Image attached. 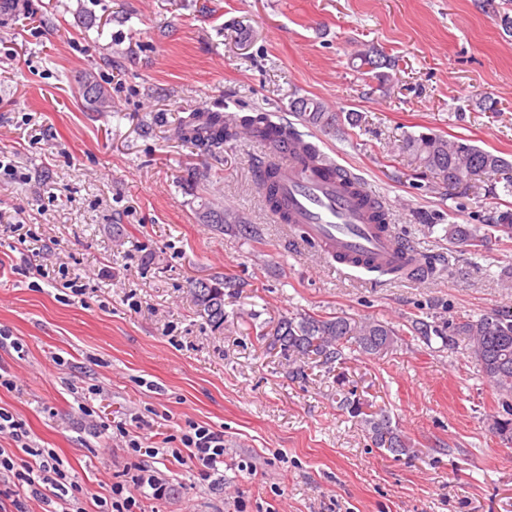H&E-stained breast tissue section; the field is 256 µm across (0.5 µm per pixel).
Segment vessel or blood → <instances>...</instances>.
I'll return each instance as SVG.
<instances>
[{"instance_id":"vessel-or-blood-1","label":"vessel or blood","mask_w":512,"mask_h":512,"mask_svg":"<svg viewBox=\"0 0 512 512\" xmlns=\"http://www.w3.org/2000/svg\"><path fill=\"white\" fill-rule=\"evenodd\" d=\"M269 166L279 201L272 215L297 243L318 249L340 270L406 277L428 271L427 259L393 231L385 201L360 175L340 174L325 154L306 152L296 138L280 144Z\"/></svg>"}]
</instances>
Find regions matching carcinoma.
<instances>
[{
    "label": "carcinoma",
    "instance_id": "1",
    "mask_svg": "<svg viewBox=\"0 0 512 512\" xmlns=\"http://www.w3.org/2000/svg\"><path fill=\"white\" fill-rule=\"evenodd\" d=\"M85 101L96 112H109L112 97L109 91L92 77L81 82ZM295 112L308 126L324 132L339 125L341 115L329 112L320 102L300 98L294 103ZM210 134L195 143L205 152H217L224 143L236 138L238 126L224 119L220 112L208 113ZM244 129L261 130L271 147L278 146L284 138L297 132L272 124L266 117L257 116L243 120ZM421 167L437 175L450 186L466 185L480 174L499 176L505 181L506 190L512 192V162L492 152L483 150L466 139L450 141L436 133H421L407 137L402 144ZM491 231L481 235L477 228L466 224L448 225V242L461 248L486 247L492 243V232H500L512 239V213L499 215ZM234 287L230 280L213 278L198 282L193 288L199 311L215 326L224 324V290ZM414 336L431 342L432 338L448 347L462 340L480 375L499 393L505 416L493 422L492 432L500 439L512 443V306L495 308L478 319L442 318L434 322L414 320ZM261 340L268 348L280 352L288 362L290 374L297 379L307 376L313 365H331L345 360V350L357 351L364 356H382L393 350L401 341V334L392 325L371 319H356L345 314L320 317L297 313L281 317L270 331H260ZM340 407L351 417L359 418L367 426L374 447L394 456L410 453V442L392 425L383 412H367V404L348 395L339 399Z\"/></svg>",
    "mask_w": 512,
    "mask_h": 512
}]
</instances>
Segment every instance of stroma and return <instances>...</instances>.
Returning <instances> with one entry per match:
<instances>
[{"label":"stroma","mask_w":512,"mask_h":512,"mask_svg":"<svg viewBox=\"0 0 512 512\" xmlns=\"http://www.w3.org/2000/svg\"><path fill=\"white\" fill-rule=\"evenodd\" d=\"M28 2L0 20V153L14 167L0 213L42 250L0 223V370L16 382L0 408L55 451L87 512L138 466L165 484L160 497L135 488L143 512H512V443L490 429L501 397L463 348L409 332L415 318L512 306V239L462 252L445 236L495 223L512 194L483 177L448 187L402 147L434 132L512 161V0ZM364 50L396 60L386 82L361 68ZM85 74L111 111L88 108ZM300 97L357 120L307 127ZM193 111L294 127L385 199L435 273H341L293 246L258 189L267 148L243 133L203 154L180 130ZM209 212L238 221L219 232ZM216 276L238 285L220 327L191 294ZM297 311L388 322L403 340L295 379L257 336ZM341 391L386 411L412 453L374 448ZM192 422L224 433L213 470L134 457L115 432L164 431L177 448Z\"/></svg>","instance_id":"1"}]
</instances>
